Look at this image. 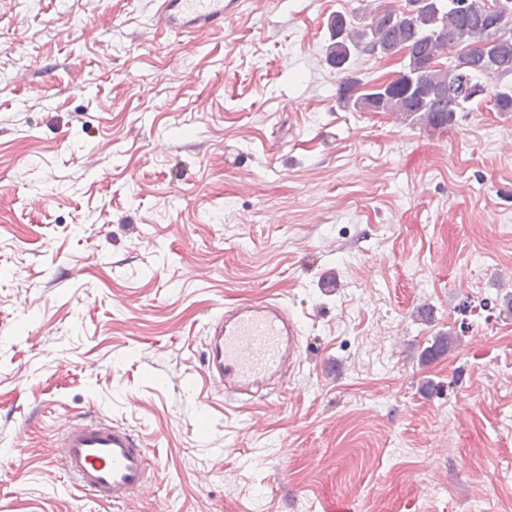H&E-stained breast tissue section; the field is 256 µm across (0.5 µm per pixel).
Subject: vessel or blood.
<instances>
[{
    "label": "vessel or blood",
    "mask_w": 512,
    "mask_h": 512,
    "mask_svg": "<svg viewBox=\"0 0 512 512\" xmlns=\"http://www.w3.org/2000/svg\"><path fill=\"white\" fill-rule=\"evenodd\" d=\"M154 30L198 42L238 14L241 0H157ZM301 328L277 300L239 303L211 324L206 364L228 399L257 396L300 359ZM52 463L77 491L106 502L148 495L157 464L128 428L94 412L74 418L55 439Z\"/></svg>",
    "instance_id": "1"
}]
</instances>
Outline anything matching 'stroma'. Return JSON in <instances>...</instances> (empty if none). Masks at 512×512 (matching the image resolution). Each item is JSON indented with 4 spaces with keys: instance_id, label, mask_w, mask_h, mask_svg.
I'll list each match as a JSON object with an SVG mask.
<instances>
[{
    "instance_id": "obj_1",
    "label": "stroma",
    "mask_w": 512,
    "mask_h": 512,
    "mask_svg": "<svg viewBox=\"0 0 512 512\" xmlns=\"http://www.w3.org/2000/svg\"><path fill=\"white\" fill-rule=\"evenodd\" d=\"M387 3L244 0L185 47L155 0H0V512H512V317L459 309L512 292V112L340 108L328 23ZM271 297L300 361L225 402L211 320ZM86 409L157 457L142 501L49 465Z\"/></svg>"
}]
</instances>
